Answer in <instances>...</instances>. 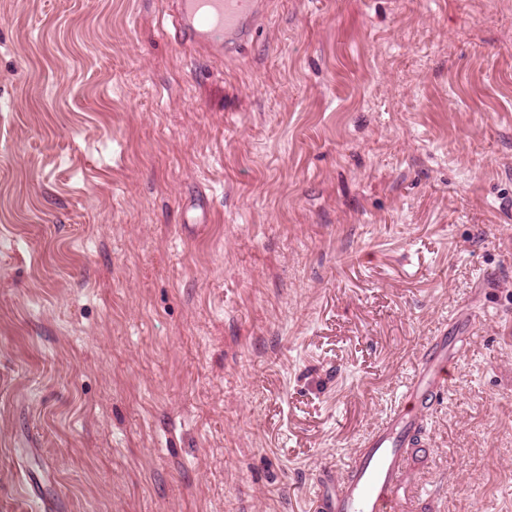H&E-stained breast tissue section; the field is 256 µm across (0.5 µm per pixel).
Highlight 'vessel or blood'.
I'll return each mask as SVG.
<instances>
[{"instance_id": "obj_1", "label": "vessel or blood", "mask_w": 512, "mask_h": 512, "mask_svg": "<svg viewBox=\"0 0 512 512\" xmlns=\"http://www.w3.org/2000/svg\"><path fill=\"white\" fill-rule=\"evenodd\" d=\"M261 8V0H175L172 23L183 45L220 58L249 40ZM463 351V344L444 336L428 343L404 394L369 433L364 451L342 473L323 469L318 512H410L401 499L407 487L404 462L428 457L417 437L423 412L443 392L448 366Z\"/></svg>"}]
</instances>
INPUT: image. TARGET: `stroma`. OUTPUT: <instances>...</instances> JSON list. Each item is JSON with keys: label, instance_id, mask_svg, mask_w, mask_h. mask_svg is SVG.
Returning a JSON list of instances; mask_svg holds the SVG:
<instances>
[{"label": "stroma", "instance_id": "1", "mask_svg": "<svg viewBox=\"0 0 512 512\" xmlns=\"http://www.w3.org/2000/svg\"><path fill=\"white\" fill-rule=\"evenodd\" d=\"M0 0V512H311L431 337L413 512H512V0ZM260 0H176L172 23L182 44L195 53L221 58L251 37Z\"/></svg>", "mask_w": 512, "mask_h": 512}]
</instances>
